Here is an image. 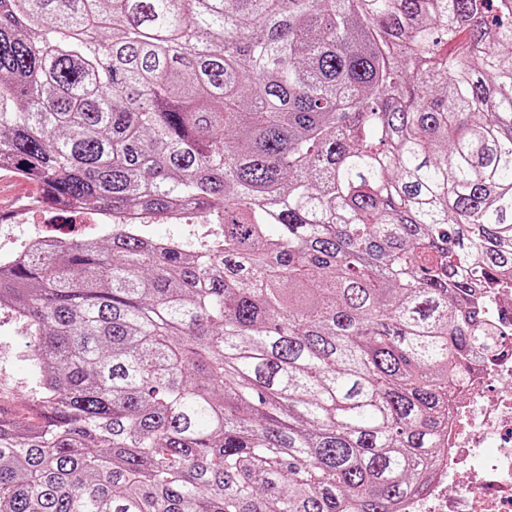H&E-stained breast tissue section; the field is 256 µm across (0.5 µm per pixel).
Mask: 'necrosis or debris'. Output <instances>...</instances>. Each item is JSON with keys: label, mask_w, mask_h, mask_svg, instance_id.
<instances>
[{"label": "necrosis or debris", "mask_w": 512, "mask_h": 512, "mask_svg": "<svg viewBox=\"0 0 512 512\" xmlns=\"http://www.w3.org/2000/svg\"><path fill=\"white\" fill-rule=\"evenodd\" d=\"M27 221L20 211L0 230V264L69 244L67 234L38 227L17 236ZM489 302L505 348L477 357L464 403L449 411L438 462L404 512H512V285L493 289Z\"/></svg>", "instance_id": "necrosis-or-debris-1"}]
</instances>
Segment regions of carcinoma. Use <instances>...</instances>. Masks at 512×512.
<instances>
[{
  "instance_id": "1",
  "label": "carcinoma",
  "mask_w": 512,
  "mask_h": 512,
  "mask_svg": "<svg viewBox=\"0 0 512 512\" xmlns=\"http://www.w3.org/2000/svg\"><path fill=\"white\" fill-rule=\"evenodd\" d=\"M2 164L132 222L0 272V512H400L512 278V0H0ZM25 341L11 313L0 311V396L5 406L17 412L34 397L33 364Z\"/></svg>"
}]
</instances>
